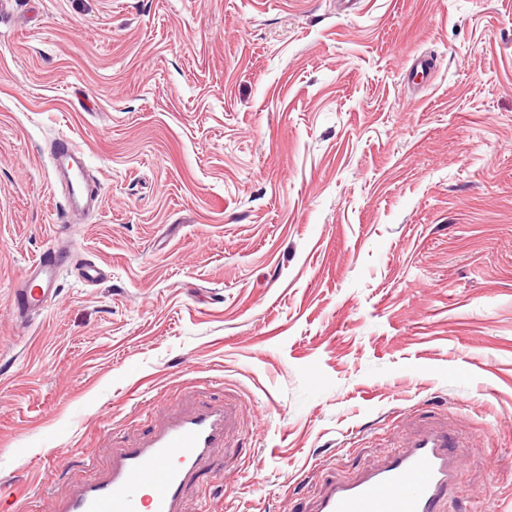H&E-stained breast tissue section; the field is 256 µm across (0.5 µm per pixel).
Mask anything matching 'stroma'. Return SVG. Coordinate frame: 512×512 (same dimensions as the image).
Segmentation results:
<instances>
[{"label":"stroma","mask_w":512,"mask_h":512,"mask_svg":"<svg viewBox=\"0 0 512 512\" xmlns=\"http://www.w3.org/2000/svg\"><path fill=\"white\" fill-rule=\"evenodd\" d=\"M60 235L107 277L19 322ZM202 402L245 418L185 512H309L426 425L462 435L447 512H512V0L0 6V512ZM50 162L55 175L63 174L66 178V190L69 206L74 212H84V156L67 138L58 139L51 151Z\"/></svg>","instance_id":"1"}]
</instances>
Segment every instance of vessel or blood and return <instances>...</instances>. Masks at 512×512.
<instances>
[{
    "label": "vessel or blood",
    "mask_w": 512,
    "mask_h": 512,
    "mask_svg": "<svg viewBox=\"0 0 512 512\" xmlns=\"http://www.w3.org/2000/svg\"><path fill=\"white\" fill-rule=\"evenodd\" d=\"M50 162L64 175L69 206L83 208L84 157L69 139H58ZM69 263L60 245L47 247L30 265L28 280L15 289L12 305L21 318L41 312L56 292ZM236 416L232 407L205 406L164 423L142 444L116 449L105 480L92 479L50 512H183L190 475L226 447ZM458 434L425 428L384 463L359 477L330 483L315 512H441L452 496L462 463L455 453Z\"/></svg>",
    "instance_id": "obj_1"
}]
</instances>
